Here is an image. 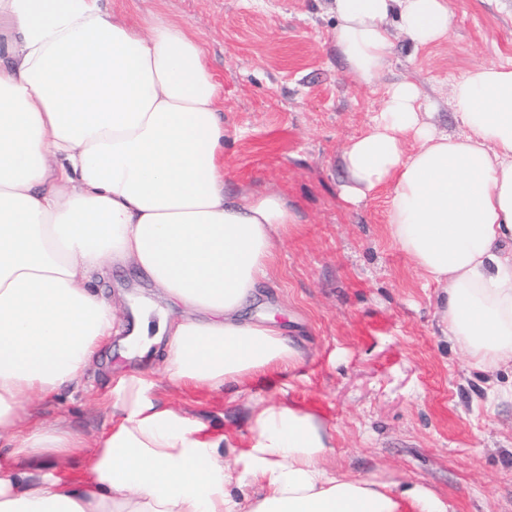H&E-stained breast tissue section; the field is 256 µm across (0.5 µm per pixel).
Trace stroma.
Segmentation results:
<instances>
[{
	"label": "stroma",
	"instance_id": "1",
	"mask_svg": "<svg viewBox=\"0 0 512 512\" xmlns=\"http://www.w3.org/2000/svg\"><path fill=\"white\" fill-rule=\"evenodd\" d=\"M108 7L130 24L149 13L180 22L204 46L224 87L225 189L277 194L297 217L263 301L302 342L301 362L198 404L167 381L160 398L223 422L228 459L248 445L254 401L290 402L327 424L328 467L423 485L446 512H512V404L486 407L491 383L512 386V370L484 372L442 335L440 290L390 239L386 192L347 202L337 164L396 81L417 84L434 122L455 130L449 83L474 65L512 57V0H448V39L416 49L395 38L387 70L370 86L336 52L330 0H109ZM107 288L130 303L164 306L129 267L114 268ZM144 363L123 356L111 338L79 385L38 401V420L98 433L115 377ZM145 364L161 367L155 358Z\"/></svg>",
	"mask_w": 512,
	"mask_h": 512
}]
</instances>
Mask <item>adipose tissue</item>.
<instances>
[{
	"instance_id": "obj_1",
	"label": "adipose tissue",
	"mask_w": 512,
	"mask_h": 512,
	"mask_svg": "<svg viewBox=\"0 0 512 512\" xmlns=\"http://www.w3.org/2000/svg\"><path fill=\"white\" fill-rule=\"evenodd\" d=\"M106 2L0 0V512H446L421 485L329 470L325 424L285 402L251 405L250 445L227 461L223 427L167 406L150 370L118 378L92 437L29 425L111 337L143 348L147 314L123 330L93 285L114 266L171 303L163 371L185 391H234L301 358L249 313L296 217L279 195L225 190L224 90L203 46ZM333 3L362 84L395 34L419 47L451 30L447 0ZM429 107L416 84L388 85L341 152V194L388 188V234L440 287L444 336L487 372L512 368V61L453 79L455 133Z\"/></svg>"
}]
</instances>
